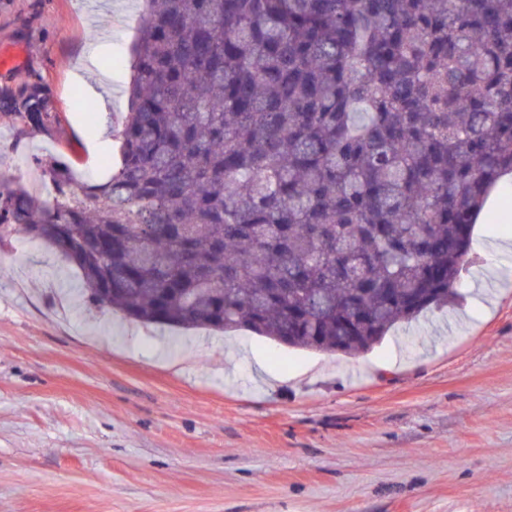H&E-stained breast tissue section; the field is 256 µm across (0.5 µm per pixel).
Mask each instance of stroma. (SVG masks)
<instances>
[{
  "mask_svg": "<svg viewBox=\"0 0 512 512\" xmlns=\"http://www.w3.org/2000/svg\"><path fill=\"white\" fill-rule=\"evenodd\" d=\"M137 26L134 0L94 21L0 0L1 174L42 190L51 157L102 179ZM34 90L52 122L28 134ZM507 238L476 225L461 299L358 355L128 320L53 252L1 241L0 512H512Z\"/></svg>",
  "mask_w": 512,
  "mask_h": 512,
  "instance_id": "stroma-1",
  "label": "stroma"
}]
</instances>
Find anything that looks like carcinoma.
<instances>
[{"instance_id": "1", "label": "carcinoma", "mask_w": 512, "mask_h": 512, "mask_svg": "<svg viewBox=\"0 0 512 512\" xmlns=\"http://www.w3.org/2000/svg\"><path fill=\"white\" fill-rule=\"evenodd\" d=\"M130 51L106 180L0 190L99 307L355 354L460 297L512 171V0H143Z\"/></svg>"}]
</instances>
